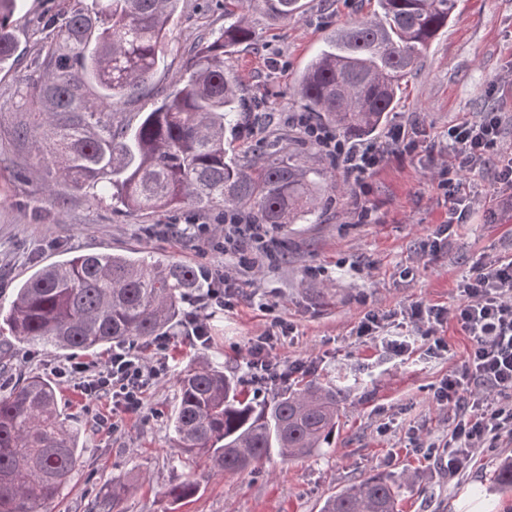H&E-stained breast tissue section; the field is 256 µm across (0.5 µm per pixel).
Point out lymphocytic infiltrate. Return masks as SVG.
Segmentation results:
<instances>
[{
	"label": "lymphocytic infiltrate",
	"instance_id": "1",
	"mask_svg": "<svg viewBox=\"0 0 512 512\" xmlns=\"http://www.w3.org/2000/svg\"><path fill=\"white\" fill-rule=\"evenodd\" d=\"M285 123L301 128L307 141L316 145L340 170L345 180L361 182L386 158L421 147L423 131L418 124L399 123L390 127L383 141L367 143L342 136L336 130L310 120L298 112L286 113ZM449 147L457 161L445 169L440 186L453 199L449 223H466L474 197L463 183L464 173L479 168L489 152L499 154L498 191L512 197V145L502 140V119L499 113H485L479 120L463 121L448 129ZM185 236L202 243H218L225 255L249 266L251 255L268 261L279 257V243L266 225L249 223L236 211L224 213V237L214 241L208 224L184 225ZM211 286L197 299L181 322L185 336L207 342L210 310H226L232 304L233 279L219 269L201 271ZM465 304L456 312L438 306L412 304L402 317L410 331L390 338L383 332L387 315L366 314L358 327L361 336H383V345L395 356L405 355L417 339L437 334L449 317H456L472 340L467 359L459 370L444 378L434 395L437 404L454 407L453 427L438 462L449 473L465 470L473 449L497 438L512 434V260L498 259L480 265L476 273L462 285ZM281 323H273L261 336L254 338L248 350L247 366L251 378L259 386L288 383L296 374L306 372L301 363H285L274 358L270 348L278 336L284 335ZM164 358L144 360L134 347L113 352L105 363H77L65 368V375H82L83 385L96 397L108 396L112 405L123 413L141 410L145 390L166 371Z\"/></svg>",
	"mask_w": 512,
	"mask_h": 512
}]
</instances>
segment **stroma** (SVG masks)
Segmentation results:
<instances>
[{
	"label": "stroma",
	"mask_w": 512,
	"mask_h": 512,
	"mask_svg": "<svg viewBox=\"0 0 512 512\" xmlns=\"http://www.w3.org/2000/svg\"><path fill=\"white\" fill-rule=\"evenodd\" d=\"M72 0H17L12 17L16 51L0 69V303L9 304L17 285L36 269L76 253L104 252L174 258L192 267L206 263L226 271L238 287L231 308L212 314L210 340L194 343L180 325L166 331L169 370L146 391L140 413L113 415L107 398L88 396L59 367L103 362L111 348L68 356L24 344L0 349V387L22 373L54 381L58 401L80 430V466L53 512H90L113 483L128 487L127 512H319L324 499L373 476L400 482L398 512H512V495L491 493L500 459L512 457V435L474 452L471 467L448 475L428 446L443 447L454 411L433 396L443 378L460 368L471 347L457 319L440 329L442 351L419 342L408 359L392 357L380 339L356 334L367 311L393 313L414 303L456 309L460 282L483 263L512 258V208L503 205L493 167L470 174L474 211L463 224H449L448 200L438 171L450 164L448 129L486 112L505 116L504 143H512V0H457L448 27L425 51L389 123L415 121L425 148L389 156L366 180L370 221L354 206V185L320 182L323 208L307 221L285 225L277 235L280 260L257 259L251 270L225 261L216 246L174 232L193 218L181 208L164 219L93 200L58 177L35 138L18 140L31 124L18 93L39 83L35 62L44 54L36 18L63 13ZM289 18L257 0L250 10L253 44L224 58L238 76L243 98L265 105L266 120L254 140L227 132L229 154L251 155L255 142L275 144L281 158L313 172L332 164L307 142L283 113L301 109L296 79L336 29L366 16L373 0H299ZM224 27V0H180L169 24L164 61L135 94L112 112L116 125L136 124L183 74L190 53L204 37ZM290 325L271 350L287 361H312L313 381L341 391L331 447L285 461L273 455L253 471L211 476L192 498L171 501L166 489L188 465L173 449L166 425L177 401L176 378L186 366H219L247 397L263 400L271 389L254 385L246 361L249 342L272 320ZM115 429H108V421Z\"/></svg>",
	"instance_id": "stroma-1"
}]
</instances>
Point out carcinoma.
<instances>
[{
  "instance_id": "cac0c4a2",
  "label": "carcinoma",
  "mask_w": 512,
  "mask_h": 512,
  "mask_svg": "<svg viewBox=\"0 0 512 512\" xmlns=\"http://www.w3.org/2000/svg\"><path fill=\"white\" fill-rule=\"evenodd\" d=\"M179 0H90L63 17L37 23L43 35L44 82L26 104L44 158L94 200L110 193L128 209L199 214L237 210L278 230L318 212L317 182L289 160L228 157L224 130L245 121L240 84L224 72V56L250 44L246 11L256 0H224V29L206 39L155 107L131 127L109 111L130 96L163 60L168 25ZM298 0H264L282 17ZM456 0H377L378 14L337 30L296 80L305 112L354 137L380 129L393 112L421 54L448 27ZM15 0H0V68L13 57ZM100 96L88 99L85 85ZM205 287L177 261L86 253L45 266L0 307V338L58 353L96 352L107 344L147 341L183 318V299ZM179 402L169 419L180 456L209 474L254 469L275 450L285 461L329 444L338 421L336 391L308 383L254 401L220 367L191 366L176 380ZM78 429L58 407L53 381L19 376L0 394V512H51L79 462ZM512 494V458L493 473ZM197 473L169 487L174 500L193 497ZM126 488L112 485L94 512H125ZM397 484L386 477L348 485L321 512H396Z\"/></svg>"
}]
</instances>
